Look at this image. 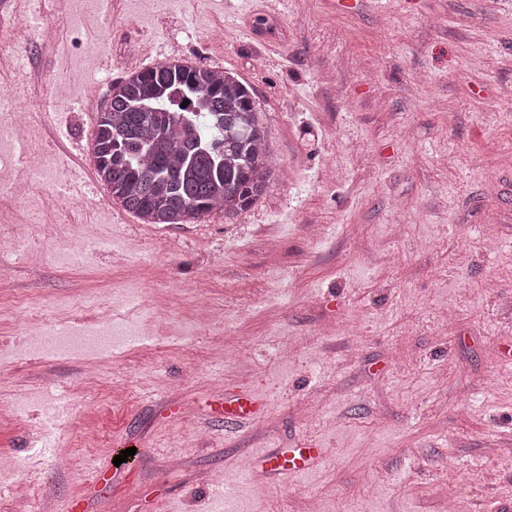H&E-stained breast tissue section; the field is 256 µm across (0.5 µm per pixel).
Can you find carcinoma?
<instances>
[{
    "label": "carcinoma",
    "mask_w": 512,
    "mask_h": 512,
    "mask_svg": "<svg viewBox=\"0 0 512 512\" xmlns=\"http://www.w3.org/2000/svg\"><path fill=\"white\" fill-rule=\"evenodd\" d=\"M92 155L112 199L144 224L196 223L218 207L233 217L274 180L247 86L178 60L112 85Z\"/></svg>",
    "instance_id": "cac0c4a2"
}]
</instances>
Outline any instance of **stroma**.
I'll list each match as a JSON object with an SVG mask.
<instances>
[{"mask_svg":"<svg viewBox=\"0 0 512 512\" xmlns=\"http://www.w3.org/2000/svg\"><path fill=\"white\" fill-rule=\"evenodd\" d=\"M91 6L42 0L54 37L22 73L0 68V93L69 104L18 134L47 170L83 184L81 102L107 103L108 80L175 52L248 85L275 180L234 218L169 226L115 202L88 214L0 195V231L40 227L0 279V340L38 341L46 310L91 331L81 299L119 341L144 337L143 311L166 319L107 365L102 413L57 431L65 472L30 457L38 419L17 404L61 388L80 404L92 353L0 363V453L21 462L0 474V512L19 477L36 512H309L313 496L320 512H443L452 497L512 512V0H288L270 27L263 0H112L105 54L77 25ZM86 221L111 247L77 261ZM199 294L224 321L196 336ZM241 388L268 412L225 430ZM307 400L315 417L297 413ZM289 448L326 454L264 483L237 465Z\"/></svg>","mask_w":512,"mask_h":512,"instance_id":"1","label":"stroma"}]
</instances>
